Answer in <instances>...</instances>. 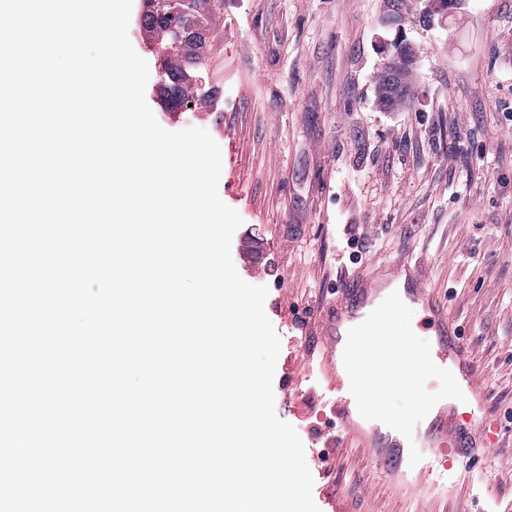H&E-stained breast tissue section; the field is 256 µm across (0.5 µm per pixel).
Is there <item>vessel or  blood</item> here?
Wrapping results in <instances>:
<instances>
[{
  "instance_id": "b4317fda",
  "label": "vessel or blood",
  "mask_w": 512,
  "mask_h": 512,
  "mask_svg": "<svg viewBox=\"0 0 512 512\" xmlns=\"http://www.w3.org/2000/svg\"><path fill=\"white\" fill-rule=\"evenodd\" d=\"M397 282L403 285L406 302L421 313L416 330L430 336L434 363L457 372V381L465 395L461 407L444 406L433 416L418 447L422 459L414 466L409 463V451L399 440L397 431L377 424L362 426L354 412L356 401L349 385L336 369V353L348 330L375 309L389 287ZM337 291L336 302L321 314V329L326 340L324 362L331 371L324 396L340 431L327 436L324 447L344 448L354 442L376 448L385 470L399 472L407 484L426 476L447 478L454 465L467 463L477 453L476 445L467 438L465 424L468 415L483 409L485 390L469 352L448 320L445 306L427 291L418 263L408 257L394 260L380 272L359 269L345 278Z\"/></svg>"
}]
</instances>
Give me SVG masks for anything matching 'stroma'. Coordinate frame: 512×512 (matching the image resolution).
Returning <instances> with one entry per match:
<instances>
[{"instance_id": "stroma-1", "label": "stroma", "mask_w": 512, "mask_h": 512, "mask_svg": "<svg viewBox=\"0 0 512 512\" xmlns=\"http://www.w3.org/2000/svg\"><path fill=\"white\" fill-rule=\"evenodd\" d=\"M420 0H207L205 96L162 109L160 59L145 99L169 131L221 148L222 201L243 219L231 255L268 289L281 339L275 411L299 434L321 512H512V0H464L423 23ZM416 53L407 104L381 111L387 44ZM409 256L470 350L495 436L447 482L392 485L358 448L323 447L318 313L363 263Z\"/></svg>"}]
</instances>
